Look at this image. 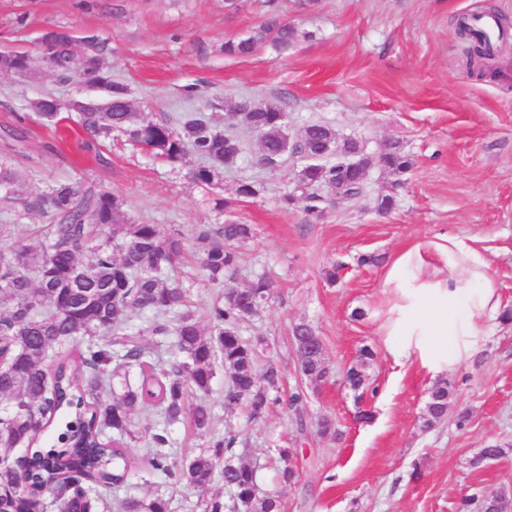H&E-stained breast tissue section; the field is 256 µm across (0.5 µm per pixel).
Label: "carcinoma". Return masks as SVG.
<instances>
[{"label": "carcinoma", "instance_id": "cac0c4a2", "mask_svg": "<svg viewBox=\"0 0 512 512\" xmlns=\"http://www.w3.org/2000/svg\"><path fill=\"white\" fill-rule=\"evenodd\" d=\"M260 4L266 15L263 26L242 39L225 41V56L248 57L266 41L286 52L306 37L282 20V0ZM457 35L467 42L469 64L482 66L494 56L469 24L458 23ZM45 38L60 42L51 59L54 70L78 72L106 90L103 104H73L89 135L117 132L175 168L193 155L199 163L187 169L185 178L195 186L214 185L224 177V168L237 161L240 140L202 115H187L177 125L143 121L126 86L113 81L104 67L108 47L95 36L84 37L79 55L67 48L68 31H50ZM0 73L28 75L29 56L1 51ZM33 108L50 122L61 121L63 106L51 96L37 99ZM232 117L264 134L268 165L292 150L283 141L288 113L281 104L244 99ZM336 139L332 127L312 123L301 131L300 147L314 152ZM374 163L394 173L411 167L397 143L385 145ZM362 181L344 162L320 160L300 170L283 202H304L309 218L318 220L327 201L324 193L355 202ZM29 209L51 218L41 239L0 249V281L11 294L0 304V401L5 402L0 412V512L48 508L42 491L46 484L58 492L53 501L57 512H110L103 489L112 492L118 512H170V499L163 494L145 499L131 493L130 478L137 472H160L169 484L193 489L222 482L226 496L200 504L203 512H280V493L261 486L257 467L234 461L236 435L210 438L207 448L181 464L172 461L169 437V428L183 420L191 393L199 399L191 413L193 430L211 433L214 413L205 397L220 372L225 412L244 404L259 417L281 404L302 419L303 389L281 396L278 365L271 360L259 364L256 346L239 330L250 306L269 299L268 278L261 275L244 289L218 294L209 310L213 331L206 336L186 290L166 281L168 270L185 254L178 234H166L157 224L131 222L123 202L94 185L58 183L39 194ZM253 234L251 225L236 221L195 229L208 281L224 283L234 271L233 246ZM86 251L91 259L84 262ZM132 316L142 320L141 326L128 323ZM292 330L308 345L299 359L303 378L324 381L328 366L323 349L311 347L314 330L304 322ZM363 366L361 362L346 373L359 404L367 393H376ZM132 369L137 371L133 383ZM450 394L445 380L432 386L425 425L443 418ZM137 406L157 417L150 434L153 452L141 464L131 452L141 440L130 418Z\"/></svg>", "mask_w": 512, "mask_h": 512}]
</instances>
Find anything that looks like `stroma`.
Wrapping results in <instances>:
<instances>
[{
	"mask_svg": "<svg viewBox=\"0 0 512 512\" xmlns=\"http://www.w3.org/2000/svg\"><path fill=\"white\" fill-rule=\"evenodd\" d=\"M90 2L0 0V51L31 58L30 76L0 73V163L17 173L0 201V224H14V241L32 242L47 218L24 207L59 182L108 188L131 221L188 240L200 224L230 218L252 225L253 237L234 248L235 272L223 287H246L260 274L271 279L272 297L244 319L241 334L278 364L283 393L303 388L305 426L278 407L256 419L243 408L225 412L220 377L208 402L215 434L238 435L237 458L258 464L264 487H278L280 470L292 464L294 481L280 487L282 512H457L465 496L512 495V324L497 325L468 359L433 374L418 350L392 355L387 330L403 299L386 281L404 250L442 235L471 238L491 262L502 306L512 308V77L470 74L454 30L459 16L491 7L512 18V0H319L312 10L283 0L285 21L307 39L285 54L265 42L244 59L224 56L221 47L263 24L259 0H240L233 12L224 0ZM57 27L71 32L76 52L88 35L106 43L112 78L127 86L144 120L173 123L199 112L237 135L242 154L223 181L193 186L119 137L93 141L74 121L58 128L35 112L33 102L48 94L66 106L105 97L82 77L46 66L41 39ZM189 86L198 96L185 97ZM245 98L284 102L291 136L322 122L372 155L399 143L412 165L398 175L371 167L356 203H327L321 220H310L303 203L282 201L299 159L261 166L258 135L233 119ZM243 181L257 183L256 196H238ZM386 195L394 206L382 213L377 205ZM218 198L225 207L215 208ZM170 277L187 289L201 329L211 332L219 288L199 271L194 249ZM357 309L362 318H353ZM300 322L321 338L325 382L313 385L296 373L290 332ZM365 347L374 354L366 372L378 393L359 405L344 374ZM440 378L453 396L447 415L427 428L428 392ZM362 407L370 421L358 420ZM325 417L335 434H321ZM491 444L506 446L505 456L481 459ZM281 448L291 450V461L279 458ZM223 492L218 482L175 489L160 475L134 490L140 498L166 494L172 512Z\"/></svg>",
	"mask_w": 512,
	"mask_h": 512,
	"instance_id": "stroma-1",
	"label": "stroma"
}]
</instances>
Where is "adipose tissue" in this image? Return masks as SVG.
I'll list each match as a JSON object with an SVG mask.
<instances>
[{"label": "adipose tissue", "mask_w": 512, "mask_h": 512, "mask_svg": "<svg viewBox=\"0 0 512 512\" xmlns=\"http://www.w3.org/2000/svg\"><path fill=\"white\" fill-rule=\"evenodd\" d=\"M387 280L402 292L392 335L396 356L418 349L434 372L465 361L500 322L502 305L490 261L477 247L449 235L405 250Z\"/></svg>", "instance_id": "ef3b65f1"}]
</instances>
